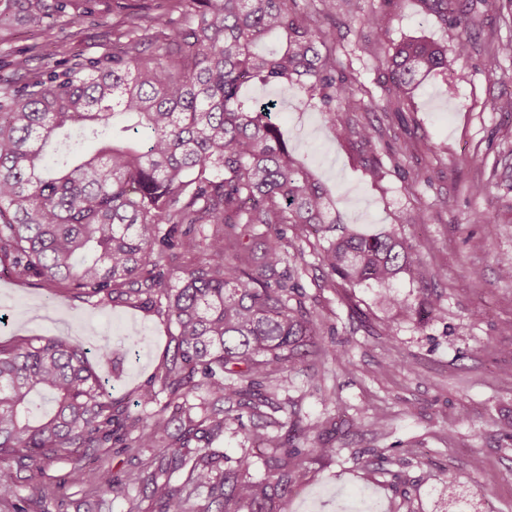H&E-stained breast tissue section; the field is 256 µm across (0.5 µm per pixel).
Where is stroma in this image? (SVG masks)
<instances>
[{"label": "stroma", "mask_w": 512, "mask_h": 512, "mask_svg": "<svg viewBox=\"0 0 512 512\" xmlns=\"http://www.w3.org/2000/svg\"><path fill=\"white\" fill-rule=\"evenodd\" d=\"M379 3L337 0L336 66L354 74L358 91L376 97L389 43L417 37L444 45L451 34L408 0L391 15L385 44L368 47L364 19ZM472 18L455 94L445 93L443 76H429L408 109L383 121L381 155L407 142L412 156L379 183L332 136L317 103L299 108L303 90L282 94L257 81L242 89L248 101L278 100L276 121L289 150L330 189L347 227L392 230L410 245L429 276L422 282L401 275L395 294L416 308L432 290L441 304L435 314L398 321L394 335H386L392 312L377 302L374 286L328 285L318 260L321 233L304 230L300 283L322 317L323 344L341 354L284 366L287 388L265 385L279 405L275 420L301 425L293 440L299 454L292 491L278 512H336L340 503L352 510L367 496L381 512H512V280L497 265L512 254V115L491 107L493 99L512 96V58L485 49L488 38L512 40V14L494 0H478ZM116 21L104 12L72 24L76 51L85 58L107 52ZM492 70L498 82L488 81ZM415 167L425 174L416 184L409 176ZM476 182L484 184L483 194L469 192ZM418 209L425 223H399L400 213ZM131 329L137 342L126 336ZM172 331L154 307L106 305L64 286L51 297L37 278L0 274V342L52 336L90 350L110 344L113 364L95 370L108 380L114 403L133 415L137 391L174 351ZM315 424L336 455L312 453L315 438L305 429ZM215 447L225 468L246 456L251 475L266 478L269 451L248 440L238 422L226 424ZM477 459L482 469L474 468ZM69 469L64 460L46 464L40 478L54 487L61 512H78L92 488L68 482Z\"/></svg>", "instance_id": "obj_1"}]
</instances>
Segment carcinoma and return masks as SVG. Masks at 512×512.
Here are the masks:
<instances>
[{"instance_id":"1","label":"carcinoma","mask_w":512,"mask_h":512,"mask_svg":"<svg viewBox=\"0 0 512 512\" xmlns=\"http://www.w3.org/2000/svg\"><path fill=\"white\" fill-rule=\"evenodd\" d=\"M103 0H0V30L25 25L51 40L10 65L28 74L17 91H0V263L18 276L64 285L104 304L136 301L164 311L175 348L139 391L132 416L115 408L105 381L79 343L37 336L0 345V507L51 512L47 485L21 476L31 463L66 459L73 481L90 469L88 453L123 430L122 447L153 452L120 478L97 471L87 512L123 500L128 512H275L291 492L298 450L256 424L248 431L269 456V476L251 463L224 470L212 448L232 402L263 420L275 400L262 391L270 375L304 356L334 357L322 346L320 320L305 302L301 240L284 227L336 230L331 192L296 163L275 122L278 101L245 103L257 80L282 92L298 84L337 141L367 174L388 173L376 126L354 113L402 111L362 105L356 78L336 68L335 0H163L152 17L134 0H113L117 47L99 57L73 54L57 29L95 15ZM428 17L456 31L446 45L404 39L384 66L387 97L413 93L421 78L452 73L471 47L469 0H417ZM406 0H382L364 20L373 41ZM178 18H172V15ZM263 225L261 252L255 228ZM191 256L187 264L180 262ZM330 281L385 286L414 271L393 232H343L319 253ZM175 431H170V428ZM14 464H9V461ZM27 489L28 495L21 496Z\"/></svg>"}]
</instances>
